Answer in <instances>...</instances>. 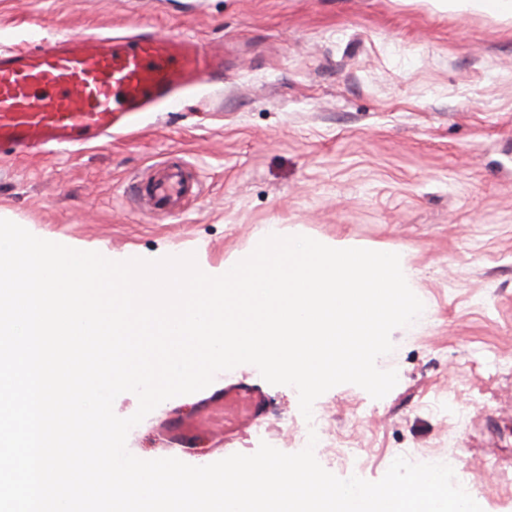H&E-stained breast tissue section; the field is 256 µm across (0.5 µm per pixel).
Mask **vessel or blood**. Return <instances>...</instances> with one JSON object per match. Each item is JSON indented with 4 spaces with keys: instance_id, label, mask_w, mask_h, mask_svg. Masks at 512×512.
Wrapping results in <instances>:
<instances>
[{
    "instance_id": "obj_1",
    "label": "vessel or blood",
    "mask_w": 512,
    "mask_h": 512,
    "mask_svg": "<svg viewBox=\"0 0 512 512\" xmlns=\"http://www.w3.org/2000/svg\"><path fill=\"white\" fill-rule=\"evenodd\" d=\"M224 59L192 37H165L143 25L124 35L89 34L0 51V158L74 152L129 128L194 87L223 74ZM162 175L141 187L146 201L166 204L189 193L180 169L159 163ZM268 397L237 381L205 399L195 416L171 418L162 432L163 458L196 464L198 432L211 439V461L268 415Z\"/></svg>"
}]
</instances>
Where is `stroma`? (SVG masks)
Listing matches in <instances>:
<instances>
[{"mask_svg": "<svg viewBox=\"0 0 512 512\" xmlns=\"http://www.w3.org/2000/svg\"><path fill=\"white\" fill-rule=\"evenodd\" d=\"M140 23L199 39L223 78L132 134L0 162V217L90 251L212 267L252 252L267 224L400 250L432 317L393 330L384 398L353 384L318 398L337 447L367 461L335 474L375 482L405 449L453 447L461 480L485 484L483 512H512V19L431 0H0V49ZM171 156L200 193L156 215L128 187ZM264 386L271 412L242 453L298 452L296 389ZM208 395L159 404L129 447L153 454L161 423Z\"/></svg>", "mask_w": 512, "mask_h": 512, "instance_id": "1", "label": "stroma"}]
</instances>
